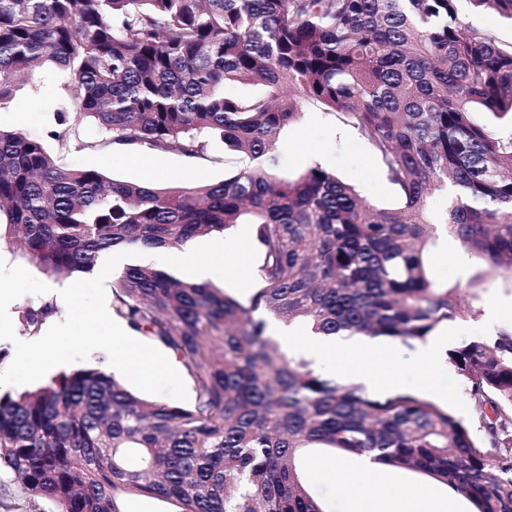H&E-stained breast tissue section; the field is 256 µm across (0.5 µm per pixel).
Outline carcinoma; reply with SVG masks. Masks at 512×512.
I'll return each instance as SVG.
<instances>
[{"instance_id":"cac0c4a2","label":"carcinoma","mask_w":512,"mask_h":512,"mask_svg":"<svg viewBox=\"0 0 512 512\" xmlns=\"http://www.w3.org/2000/svg\"><path fill=\"white\" fill-rule=\"evenodd\" d=\"M455 0H0V102L50 64L63 94L109 135L201 157L213 135L254 165L218 183L166 187L60 166L0 130V218L60 278L112 250L179 249L252 225L257 284L242 302L148 265L112 278V316L169 352L187 405L142 398L98 368L0 392V469L12 498L57 512H122L128 495L181 512H328L303 471L314 452L371 456L512 512V328L449 348L465 420L415 389L383 395L323 377L267 334L424 342L477 314L512 278V138L471 118H512V46L465 30ZM512 18V0H471ZM252 82L263 93L227 96ZM310 100L353 128L403 206L379 210L333 173L279 176L276 144ZM50 138L91 149L57 112ZM445 193L440 216L427 199ZM479 260L466 288L431 280L436 225Z\"/></svg>"}]
</instances>
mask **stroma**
Segmentation results:
<instances>
[{"mask_svg": "<svg viewBox=\"0 0 512 512\" xmlns=\"http://www.w3.org/2000/svg\"><path fill=\"white\" fill-rule=\"evenodd\" d=\"M456 8L465 26L490 33L501 45L512 44L511 19L491 10L474 9L469 0H457ZM64 79V74L53 68L42 69L36 76L39 92H32L30 86L25 84L17 89L10 100L0 103V128L46 142L60 165L66 167L97 168L108 178L127 182L151 180L166 185L182 179V156L144 148L139 157H131L126 151L102 143V134L97 126L82 119L73 107L66 109L70 125L79 131L82 138L98 142V149H65L49 140V131L56 127V111L63 107L59 94ZM277 153L282 176L295 177L311 167L319 166L354 186L360 196L376 208L390 209L400 204L396 190L380 171L368 144L354 129L337 122L334 115L320 104L304 103L301 119L283 131ZM244 162L242 155L227 150L223 141L214 139L210 142L206 157L198 159L192 178L206 183L218 182L242 169ZM474 267V261L460 242L444 234L440 235L428 256L430 277L441 285L452 287L464 284ZM48 301L55 305L54 313L47 319L48 324L63 321L66 307L56 292L40 296L25 295L12 303L10 316L19 339L33 340V333L26 327V312ZM503 303L512 305V281L504 277L487 280L477 302L480 309L478 316L457 320L445 329L449 344L469 339H489L500 330L511 327V315L496 319L490 316L492 308ZM392 348L401 361L408 388L423 392L428 385H436L446 392V402L457 416L464 419L469 417V399L448 363H441L437 371L430 375L413 363L410 347L396 342ZM321 461V456L316 455L307 462L309 482L317 488L326 489L331 512H354L358 492V461L346 456L339 457L338 463L345 478L341 484H328L319 479ZM396 488L419 493L431 512H471L472 509L465 498L403 470L384 469L371 486L372 492L380 497L388 496Z\"/></svg>", "mask_w": 512, "mask_h": 512, "instance_id": "stroma-1", "label": "stroma"}]
</instances>
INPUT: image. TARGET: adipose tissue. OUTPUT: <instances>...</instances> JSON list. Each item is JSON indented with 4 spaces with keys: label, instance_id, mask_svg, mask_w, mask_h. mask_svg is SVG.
<instances>
[{
    "label": "adipose tissue",
    "instance_id": "1",
    "mask_svg": "<svg viewBox=\"0 0 512 512\" xmlns=\"http://www.w3.org/2000/svg\"><path fill=\"white\" fill-rule=\"evenodd\" d=\"M271 329L288 350L303 352L312 361L318 362L332 355L353 357L357 363L355 380L368 390L394 389L402 381V369L383 340L359 337L325 340L279 323L272 324Z\"/></svg>",
    "mask_w": 512,
    "mask_h": 512
}]
</instances>
